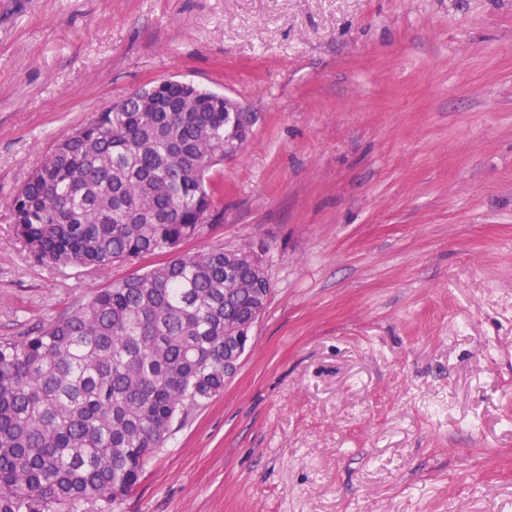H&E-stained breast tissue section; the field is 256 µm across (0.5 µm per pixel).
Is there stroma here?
<instances>
[{"label": "stroma", "mask_w": 512, "mask_h": 512, "mask_svg": "<svg viewBox=\"0 0 512 512\" xmlns=\"http://www.w3.org/2000/svg\"><path fill=\"white\" fill-rule=\"evenodd\" d=\"M168 79L254 115L186 248L272 293L223 395L72 512H512V0H0V339L167 261L40 265L10 203Z\"/></svg>", "instance_id": "stroma-1"}]
</instances>
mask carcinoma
<instances>
[{
	"mask_svg": "<svg viewBox=\"0 0 512 512\" xmlns=\"http://www.w3.org/2000/svg\"><path fill=\"white\" fill-rule=\"evenodd\" d=\"M123 103L58 140L13 199L36 262L104 271L176 252L218 212L210 172L251 113L168 81ZM270 292L249 251L187 252L1 339L0 512L129 496L173 423L224 393V359Z\"/></svg>",
	"mask_w": 512,
	"mask_h": 512,
	"instance_id": "cac0c4a2",
	"label": "carcinoma"
}]
</instances>
